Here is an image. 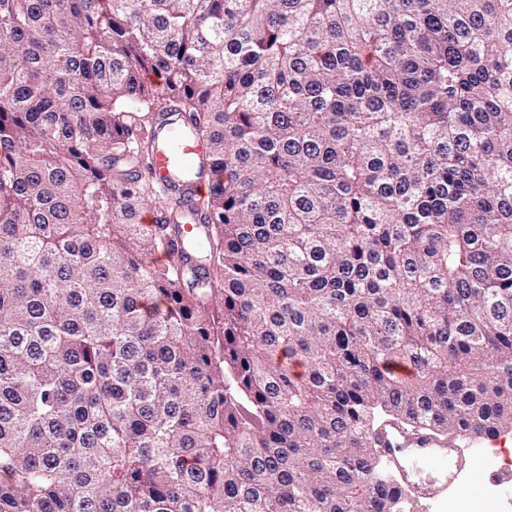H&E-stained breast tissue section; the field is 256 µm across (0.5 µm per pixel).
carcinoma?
Segmentation results:
<instances>
[{
  "label": "carcinoma",
  "instance_id": "obj_1",
  "mask_svg": "<svg viewBox=\"0 0 512 512\" xmlns=\"http://www.w3.org/2000/svg\"><path fill=\"white\" fill-rule=\"evenodd\" d=\"M390 424L512 432V0H0V512H400ZM155 133L158 140L167 143L176 141L175 151L161 148L155 151L152 160V179L165 194L180 197L182 209L171 214H159L158 211L149 215L152 224H181L180 237L175 240L176 250H185L187 240L201 237L206 225L199 215H191L194 200L202 188V181L192 174L178 175L185 164L195 163L208 153L205 141L191 134L185 118L176 112H157L155 115ZM192 214V213H191Z\"/></svg>",
  "mask_w": 512,
  "mask_h": 512
}]
</instances>
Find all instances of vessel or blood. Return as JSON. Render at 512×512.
Returning <instances> with one entry per match:
<instances>
[{"mask_svg": "<svg viewBox=\"0 0 512 512\" xmlns=\"http://www.w3.org/2000/svg\"><path fill=\"white\" fill-rule=\"evenodd\" d=\"M155 133L163 147L155 151L152 160V179L165 194L181 198V210L171 214L152 213L154 224H177L181 227L176 241L177 249H184L188 240L201 237L206 225L194 214V200L201 188V180L184 174L185 165L198 162L208 153L205 141L191 134L185 118L174 112L155 115ZM380 452L402 476L411 489L413 506L428 503L439 486L454 481L461 471H468L472 478L482 483L503 487L512 486V471L491 465L471 466L461 456L457 443L437 438L420 429L390 426L377 437Z\"/></svg>", "mask_w": 512, "mask_h": 512, "instance_id": "vessel-or-blood-1", "label": "vessel or blood"}]
</instances>
